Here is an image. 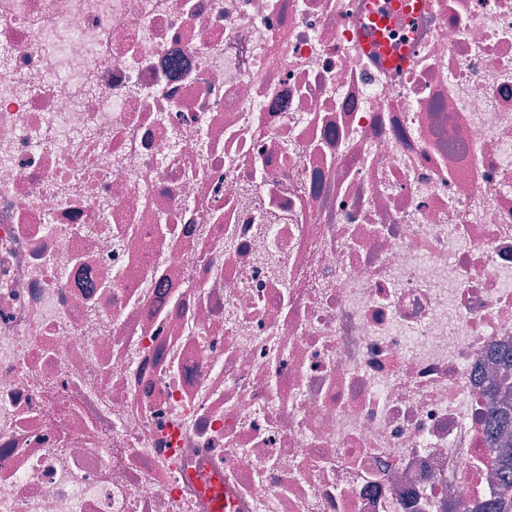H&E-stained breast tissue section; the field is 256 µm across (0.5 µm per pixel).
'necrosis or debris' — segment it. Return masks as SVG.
Returning a JSON list of instances; mask_svg holds the SVG:
<instances>
[{"label": "necrosis or debris", "instance_id": "1", "mask_svg": "<svg viewBox=\"0 0 512 512\" xmlns=\"http://www.w3.org/2000/svg\"><path fill=\"white\" fill-rule=\"evenodd\" d=\"M377 18L0 0V512L496 496L512 0Z\"/></svg>", "mask_w": 512, "mask_h": 512}]
</instances>
